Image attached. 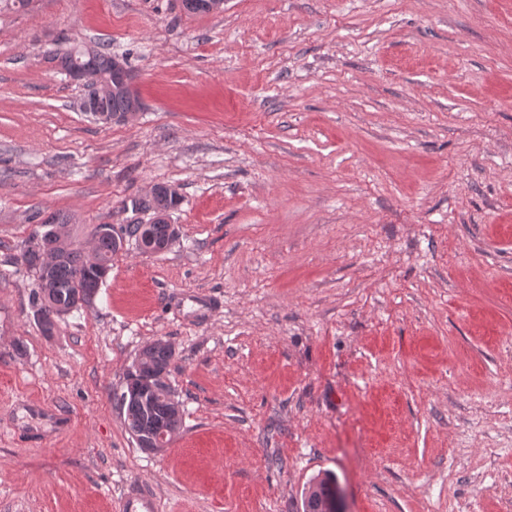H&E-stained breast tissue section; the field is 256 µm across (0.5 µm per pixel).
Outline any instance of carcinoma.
<instances>
[{"instance_id": "cac0c4a2", "label": "carcinoma", "mask_w": 512, "mask_h": 512, "mask_svg": "<svg viewBox=\"0 0 512 512\" xmlns=\"http://www.w3.org/2000/svg\"><path fill=\"white\" fill-rule=\"evenodd\" d=\"M113 58L111 51L95 45L49 51V61L61 71L81 70L96 77L110 75ZM131 97L114 81L112 91L89 89L84 100L89 104V114L102 122L127 113ZM180 201L181 195L170 191V186L152 187L151 196L132 202V206L152 212V220L147 224H126L119 233L112 231L110 224L97 225L92 231V255L70 234L72 216L53 213L44 217L36 212L37 226L26 241L19 266L36 277L32 301L43 331L52 333L57 318L93 300L112 269V254L121 250L123 243L131 241L137 245L147 235L158 243L172 244L176 231L167 216ZM174 356L166 341L156 340L145 346L120 394L124 424L138 447L147 452L167 447L182 427V412L167 383ZM335 491L336 477L332 474L314 478L304 492L302 512H322L321 502Z\"/></svg>"}]
</instances>
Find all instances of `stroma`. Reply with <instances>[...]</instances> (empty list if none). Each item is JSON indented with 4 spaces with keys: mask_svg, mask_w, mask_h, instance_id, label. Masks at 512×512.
Masks as SVG:
<instances>
[{
    "mask_svg": "<svg viewBox=\"0 0 512 512\" xmlns=\"http://www.w3.org/2000/svg\"><path fill=\"white\" fill-rule=\"evenodd\" d=\"M129 54L105 125L45 57ZM182 196L44 334L36 211L87 236ZM175 351L156 454L119 395ZM512 512V0H32L0 10V512ZM308 491L304 492L302 512H323L321 502L330 498L336 491V477L331 473H324L314 478Z\"/></svg>",
    "mask_w": 512,
    "mask_h": 512,
    "instance_id": "obj_1",
    "label": "stroma"
}]
</instances>
